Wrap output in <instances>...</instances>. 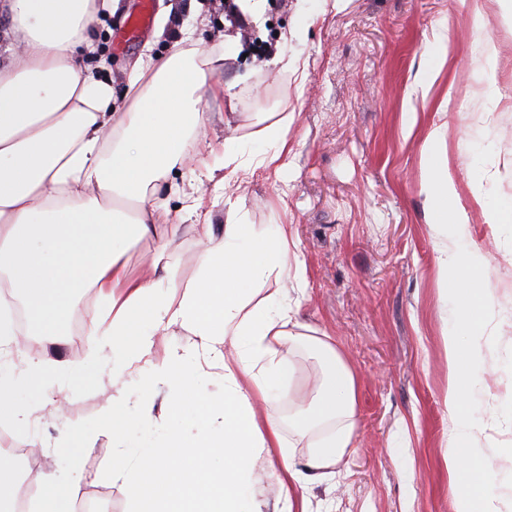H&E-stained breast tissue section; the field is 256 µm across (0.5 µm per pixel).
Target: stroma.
Segmentation results:
<instances>
[{"instance_id":"stroma-1","label":"stroma","mask_w":512,"mask_h":512,"mask_svg":"<svg viewBox=\"0 0 512 512\" xmlns=\"http://www.w3.org/2000/svg\"><path fill=\"white\" fill-rule=\"evenodd\" d=\"M141 8L142 0H121L117 13L99 16L96 51L81 55L91 72L98 57L111 59L117 102L130 99L129 74L142 55L172 52L174 37L162 28L171 8L193 26L198 48L221 53L228 35L241 46L242 56L214 72L212 82L251 75L236 88V116L222 101L203 100L194 135L211 147L197 155L203 168L224 181L220 188L204 184L212 223L225 224L229 211H239L259 230L288 225L297 245L288 278L264 282L262 292L287 296L308 340L291 350L277 345L294 365L292 385L287 401L258 411V419L275 418L297 461H305L312 438L300 436L291 417L313 405L325 374L311 338L328 337L354 374L353 446L336 464L337 481L309 484L310 512L459 510L460 489L445 462L456 436L445 403L451 307L421 175L427 136L438 125L446 129L460 241L485 263L499 338L498 347L481 348L475 442L498 476L512 474V223L488 221L490 207L512 201V0H338L314 14L301 41L286 37L298 0H267L259 28L226 0H152L147 28L118 42ZM442 28L447 39L424 95L416 83ZM489 42L497 48L498 94L482 100L471 64ZM279 49L298 56L304 74L275 66ZM263 113L292 117L287 165L279 173L256 170L242 186L224 168L221 147L238 138L249 152L263 150L253 137ZM187 181L174 172L167 203L154 214L163 239L141 240L124 255L135 275L163 257L179 289L196 279L201 248L191 222L179 219ZM72 298L80 311L65 314L63 343L51 347L35 332L24 356L0 358L22 406L40 400L27 383L25 358L52 359L54 396L66 402V412L41 407L26 425L0 421V431L22 445L38 444L39 473L84 490H111L112 512H130L126 489L109 476L112 438L100 413L112 392V367L90 360L82 337L85 320L111 319L95 291L83 288ZM128 412L135 418L133 449L189 430L201 416L192 406L178 417L142 418L133 405ZM74 429L88 435L85 447L64 443Z\"/></svg>"}]
</instances>
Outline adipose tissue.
I'll use <instances>...</instances> for the list:
<instances>
[{"label": "adipose tissue", "instance_id": "adipose-tissue-1", "mask_svg": "<svg viewBox=\"0 0 512 512\" xmlns=\"http://www.w3.org/2000/svg\"><path fill=\"white\" fill-rule=\"evenodd\" d=\"M118 7L119 0H9V62L0 67V288L37 312L47 336L56 333L64 291L92 288L111 304V326L88 321L83 336L92 357L112 363L117 384L101 413L114 448L112 479L135 512H264L254 478L261 457H276L286 481L300 487L335 478L353 437L354 376L330 343L318 341L326 374L314 410L299 413L296 425L331 429L303 464H295L279 424L257 420L255 403L280 405L293 376L288 358L265 365L272 343L300 339L286 296L256 297L260 281L288 268L287 225L258 231L233 211L217 232L201 212L202 197L189 194L183 211L206 244L200 278L178 296L159 269L129 273L125 249L156 236L154 212L165 204L170 174L186 163L204 93H225L207 75L238 51L231 38L222 57L194 48L192 29L180 25L177 50L135 64L131 85L145 78L150 85L117 111L111 83L88 73L79 53L91 47L99 14ZM288 124L284 117L258 130L265 148L251 157L239 142H225V165L245 177L282 170ZM175 327L186 341L154 363L157 337ZM204 363L224 370L221 401L199 393ZM130 375L139 381L134 394L120 383ZM132 400L147 414L157 406L176 414L194 401L206 419L194 438L170 435L140 448L131 465L123 447Z\"/></svg>", "mask_w": 512, "mask_h": 512}]
</instances>
